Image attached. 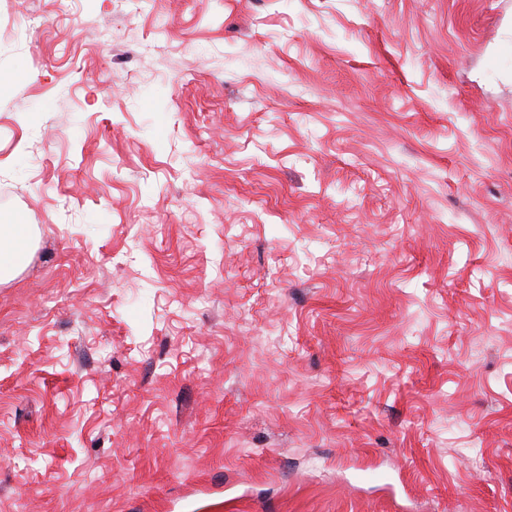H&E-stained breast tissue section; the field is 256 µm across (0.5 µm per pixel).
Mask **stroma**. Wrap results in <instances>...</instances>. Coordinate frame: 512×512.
I'll list each match as a JSON object with an SVG mask.
<instances>
[{
	"instance_id": "stroma-1",
	"label": "stroma",
	"mask_w": 512,
	"mask_h": 512,
	"mask_svg": "<svg viewBox=\"0 0 512 512\" xmlns=\"http://www.w3.org/2000/svg\"><path fill=\"white\" fill-rule=\"evenodd\" d=\"M512 0H0V512H512ZM33 242L30 225L19 216H0V283L24 266Z\"/></svg>"
}]
</instances>
